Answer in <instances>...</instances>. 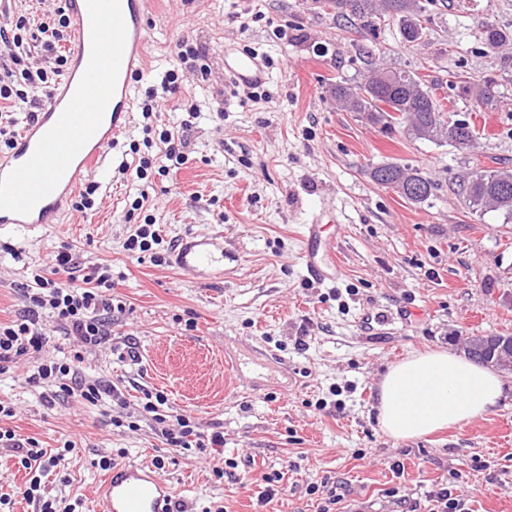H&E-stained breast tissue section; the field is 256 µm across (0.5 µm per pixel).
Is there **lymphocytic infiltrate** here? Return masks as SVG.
<instances>
[{"label": "lymphocytic infiltrate", "instance_id": "1", "mask_svg": "<svg viewBox=\"0 0 512 512\" xmlns=\"http://www.w3.org/2000/svg\"><path fill=\"white\" fill-rule=\"evenodd\" d=\"M70 25L64 6L36 24L21 15L0 25L1 154L12 149L17 126L34 120L62 80L68 65L62 45ZM76 268L72 253L65 250L33 272L23 314L10 322H0V374L7 373L20 357L32 354L36 360L25 380L45 387L46 402L71 398L95 406L107 399L118 408H126L127 401L117 384L79 376L76 367L83 352L105 344L112 333L116 310L109 294L112 268L100 264L93 274L82 278L76 277ZM62 271L69 273L68 281L58 280ZM46 317L51 319V327H44L42 320ZM59 335L76 344L78 351L72 359L45 358L46 349ZM166 403L163 393L145 392L140 416L149 421L171 452L212 454L223 447L222 432H205L191 417L166 410ZM0 447L13 452L28 470L22 495L36 505L38 512H76L75 505L62 506L50 498L42 481L48 469L66 466L75 449L74 442H65L62 448L49 453L40 448L35 438L0 429Z\"/></svg>", "mask_w": 512, "mask_h": 512}]
</instances>
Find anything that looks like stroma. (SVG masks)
I'll list each match as a JSON object with an SVG mask.
<instances>
[{
  "mask_svg": "<svg viewBox=\"0 0 512 512\" xmlns=\"http://www.w3.org/2000/svg\"><path fill=\"white\" fill-rule=\"evenodd\" d=\"M424 43L403 41L397 20L374 28L344 17L336 0H153L146 59L131 89L140 103L167 70L179 80L166 93L154 133L191 120L178 171L136 176L143 118L87 176L95 205L65 210L58 223L0 226V321L22 314L34 269L61 250L82 274L112 266V296L125 310L105 345L87 354L82 373L120 383L131 409L144 391H162L171 409L205 430L224 433V458L237 464L216 476L203 454L168 458L148 422L111 424V405L76 400L46 407L21 357L0 375V402L13 409L0 427L50 450L72 440L67 469L45 478L51 496L93 512L104 472L101 457L125 463L161 458V475L190 512H402L448 487L461 512H512V372L490 412L463 427L397 441L376 422L378 383L408 354H463L473 335L512 336V223L472 212L456 183L476 163L512 170V43L481 38L485 24L512 30V0H435ZM188 42L206 54L201 77L178 58ZM228 47L271 58L264 100L233 96ZM411 70L437 83V98L484 136L469 149L384 132L337 107L330 89L355 84L374 64ZM492 77L502 96L477 112L446 87L449 72ZM200 115L189 119L190 105ZM396 163L435 182L425 204L403 200L370 178ZM126 175H118L119 165ZM142 206L134 201L140 194ZM341 221L335 287L308 279L301 234L323 199ZM154 223L164 242L223 232L224 270L205 280L172 263L126 251L138 225ZM136 360H120L126 338ZM404 468L395 476L393 464ZM282 473V494L256 503L263 475ZM344 497L329 505L331 488Z\"/></svg>",
  "mask_w": 512,
  "mask_h": 512,
  "instance_id": "35a3bbf8",
  "label": "stroma"
}]
</instances>
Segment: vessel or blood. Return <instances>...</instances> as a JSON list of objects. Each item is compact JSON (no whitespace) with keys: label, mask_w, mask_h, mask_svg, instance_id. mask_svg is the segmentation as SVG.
<instances>
[{"label":"vessel or blood","mask_w":512,"mask_h":512,"mask_svg":"<svg viewBox=\"0 0 512 512\" xmlns=\"http://www.w3.org/2000/svg\"><path fill=\"white\" fill-rule=\"evenodd\" d=\"M150 0H70L75 43L59 92L0 161V225L52 223L62 200L101 168L131 121V83L144 64ZM228 69L259 84L266 70L254 55L226 49ZM334 205L325 200L303 233L302 260L311 279L335 282L336 241L321 235ZM178 268L207 276L224 265V236L194 235L182 242ZM173 490L155 467L115 464L100 488L96 512H171Z\"/></svg>","instance_id":"b4317fda"}]
</instances>
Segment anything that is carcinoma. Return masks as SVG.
Returning <instances> with one entry per match:
<instances>
[{"mask_svg": "<svg viewBox=\"0 0 512 512\" xmlns=\"http://www.w3.org/2000/svg\"><path fill=\"white\" fill-rule=\"evenodd\" d=\"M350 7L349 14L356 19L373 16L398 18L400 34L409 43L416 40V34L408 18L413 16L429 22L426 6L421 4V0H350ZM482 40L488 47H497L512 38L502 29L487 25L483 29ZM380 72L379 68L374 70L360 85L338 84L331 89V95L348 111L366 115L370 122L387 131L404 129L409 124L432 131L444 129L449 132L455 127L456 120L444 112L427 80L414 72L397 69L395 73L399 80L387 83L379 78ZM448 84L480 106L497 102V97L487 93L480 79L453 72L449 74ZM398 171L407 180L423 186V192L415 203L422 204L431 197L435 183L430 178L416 169L400 167ZM504 184L512 185L511 171L484 169L475 178L467 176L462 180V190L469 208L475 213L491 209L511 221L512 194L503 197L499 193V187Z\"/></svg>", "mask_w": 512, "mask_h": 512, "instance_id": "1", "label": "carcinoma"}]
</instances>
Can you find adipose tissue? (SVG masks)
Returning <instances> with one entry per match:
<instances>
[{
	"label": "adipose tissue",
	"instance_id": "ef3b65f1",
	"mask_svg": "<svg viewBox=\"0 0 512 512\" xmlns=\"http://www.w3.org/2000/svg\"><path fill=\"white\" fill-rule=\"evenodd\" d=\"M503 381L492 370L445 350L416 353L390 366L378 390L382 431L396 440L465 426L497 406Z\"/></svg>",
	"mask_w": 512,
	"mask_h": 512
}]
</instances>
